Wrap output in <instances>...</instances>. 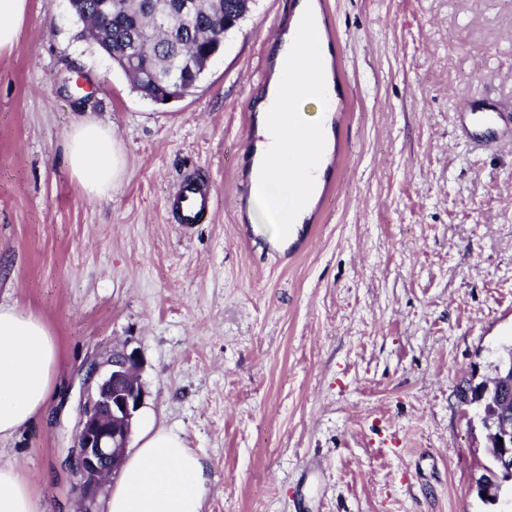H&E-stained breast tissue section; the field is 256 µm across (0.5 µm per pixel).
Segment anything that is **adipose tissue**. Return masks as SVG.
I'll use <instances>...</instances> for the list:
<instances>
[{
    "instance_id": "1",
    "label": "adipose tissue",
    "mask_w": 512,
    "mask_h": 512,
    "mask_svg": "<svg viewBox=\"0 0 512 512\" xmlns=\"http://www.w3.org/2000/svg\"><path fill=\"white\" fill-rule=\"evenodd\" d=\"M333 48L322 31L316 0H298L290 27L275 47L274 72L257 105L251 180L260 184L249 206L254 224L287 245L318 200L333 149L329 105L337 98ZM68 174L92 198H104L125 174V156L109 124L92 115L66 138ZM59 345L32 312L0 303V440L44 412L57 374ZM135 450L126 456L106 512H201L210 483L207 463L177 430L141 412ZM0 512H38L18 465L0 463Z\"/></svg>"
}]
</instances>
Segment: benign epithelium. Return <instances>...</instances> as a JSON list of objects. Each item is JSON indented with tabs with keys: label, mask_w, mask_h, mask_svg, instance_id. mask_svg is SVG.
Listing matches in <instances>:
<instances>
[{
	"label": "benign epithelium",
	"mask_w": 512,
	"mask_h": 512,
	"mask_svg": "<svg viewBox=\"0 0 512 512\" xmlns=\"http://www.w3.org/2000/svg\"><path fill=\"white\" fill-rule=\"evenodd\" d=\"M81 390L65 462L77 481L80 512H94L107 480L121 467L135 414L145 401L138 359L125 351L94 358L86 366ZM464 404L477 405L487 430V449L499 482L489 484L482 478L478 489L495 504L504 485L512 483V356L500 361L492 379L469 386Z\"/></svg>",
	"instance_id": "1"
}]
</instances>
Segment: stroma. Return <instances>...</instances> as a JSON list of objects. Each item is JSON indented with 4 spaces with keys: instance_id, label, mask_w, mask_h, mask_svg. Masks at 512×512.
<instances>
[{
    "instance_id": "obj_1",
    "label": "stroma",
    "mask_w": 512,
    "mask_h": 512,
    "mask_svg": "<svg viewBox=\"0 0 512 512\" xmlns=\"http://www.w3.org/2000/svg\"><path fill=\"white\" fill-rule=\"evenodd\" d=\"M345 85L341 174L302 252L255 227L245 119L295 0H254L198 86L161 105L82 34L69 0H28L0 56V302L61 351L44 415L0 441L41 512H78L64 465L86 364L136 352L145 405L210 465L203 512H512L483 502L485 431L459 389L512 346V148L472 146L471 101L512 111V0H317ZM84 89H76L74 77ZM126 154L87 197L64 144L84 114ZM217 204L191 228L185 172ZM167 210L176 224H201L213 214V194L202 179L187 175L169 200Z\"/></svg>"
}]
</instances>
